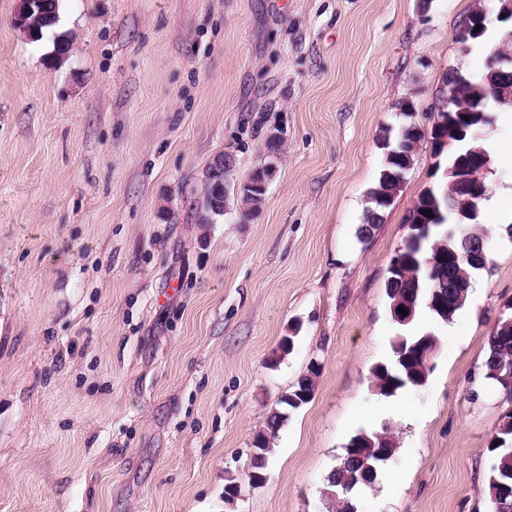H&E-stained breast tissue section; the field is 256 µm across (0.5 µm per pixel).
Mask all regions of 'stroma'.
Here are the masks:
<instances>
[{
    "label": "stroma",
    "mask_w": 512,
    "mask_h": 512,
    "mask_svg": "<svg viewBox=\"0 0 512 512\" xmlns=\"http://www.w3.org/2000/svg\"><path fill=\"white\" fill-rule=\"evenodd\" d=\"M498 6L60 0L34 42L18 0H0V512H326L350 438L386 425L398 448L354 512H492L506 406L479 372L512 306V236L480 222L488 269L450 323L428 321L432 372L379 423L371 371L400 331L388 263L408 210L447 180L430 146L371 237L358 229L385 130L430 131L448 70L484 73L455 34L478 7L501 32ZM272 131L284 144L259 212L242 219L232 197L196 223L213 157L233 153L242 182ZM314 363L313 400L251 485L255 437Z\"/></svg>",
    "instance_id": "obj_1"
}]
</instances>
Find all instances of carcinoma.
<instances>
[{
	"instance_id": "cac0c4a2",
	"label": "carcinoma",
	"mask_w": 512,
	"mask_h": 512,
	"mask_svg": "<svg viewBox=\"0 0 512 512\" xmlns=\"http://www.w3.org/2000/svg\"><path fill=\"white\" fill-rule=\"evenodd\" d=\"M58 11L59 0H42L39 11L31 17L33 32L43 35L56 23ZM445 81L449 91L448 106L439 110L433 128L437 136L451 140L447 149L448 165L451 166L462 154L478 155L484 152L479 142L490 121L481 112L480 104L501 102L504 91L512 89V71L489 65L485 75L476 80L459 69H451ZM419 136L420 133L412 128L403 129L395 145L388 149L378 184L370 192L372 207L367 210L365 224L359 229L360 239L368 238L381 223L384 207L380 205V199L392 198L401 191L403 181L397 173H404L410 168L417 153ZM236 195L239 204L252 213L260 209L266 191L257 187L246 193L240 189ZM466 207L464 196L447 191L445 186L429 188L420 195L408 212L406 223L422 224L428 232L419 239L412 237L404 240L402 255L405 264L402 272L386 277L389 306H401L407 314H416L420 308L428 307L434 289L444 292L446 296L444 305L430 309L435 318L448 321L465 305L466 299L459 292H448V279L470 273L472 268L467 263H455L454 258L477 250L484 239L480 232L472 229L469 221L455 219V215ZM429 211L433 213L431 218L425 216ZM437 345L438 339L431 333L393 337L392 362L378 364L372 369L373 380L380 394L391 396L400 388L425 383L432 370L427 356L434 355ZM504 362L512 363V325L500 322L495 324L489 336L488 352L481 366L483 379L499 386L493 379V372ZM317 376L316 368H309L288 394L279 400L280 408L270 414L266 432L256 438L251 473L247 477H252L254 472H263L266 456L271 451L270 439L279 432L289 413L312 400ZM396 448L395 436L387 428L353 436L335 469L327 477V489L324 491L327 512H353V508L346 503L350 494L367 486L366 477L377 480L381 464ZM488 451L494 459L488 476L492 512H512V509L505 511L501 508L505 488L512 486V408L503 414Z\"/></svg>"
}]
</instances>
